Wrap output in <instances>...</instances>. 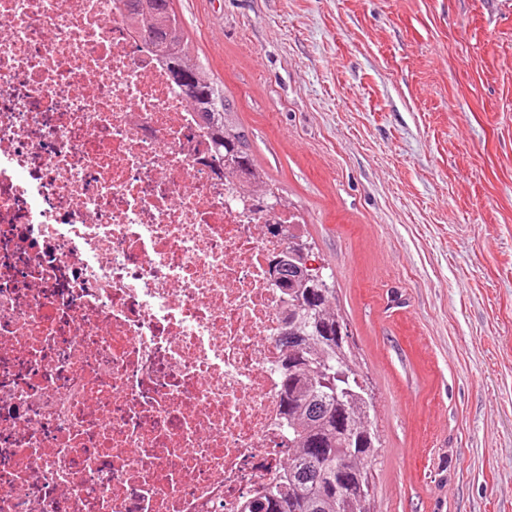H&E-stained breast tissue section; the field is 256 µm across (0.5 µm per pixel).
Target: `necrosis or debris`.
Segmentation results:
<instances>
[{"label":"necrosis or debris","instance_id":"1","mask_svg":"<svg viewBox=\"0 0 512 512\" xmlns=\"http://www.w3.org/2000/svg\"><path fill=\"white\" fill-rule=\"evenodd\" d=\"M117 0H0V512H241L293 455L254 205Z\"/></svg>","mask_w":512,"mask_h":512}]
</instances>
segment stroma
<instances>
[{
  "label": "stroma",
  "instance_id": "1",
  "mask_svg": "<svg viewBox=\"0 0 512 512\" xmlns=\"http://www.w3.org/2000/svg\"><path fill=\"white\" fill-rule=\"evenodd\" d=\"M174 4L336 289L374 512H512V0Z\"/></svg>",
  "mask_w": 512,
  "mask_h": 512
}]
</instances>
